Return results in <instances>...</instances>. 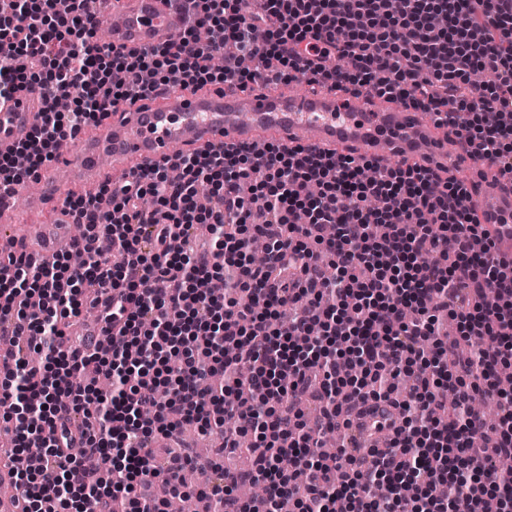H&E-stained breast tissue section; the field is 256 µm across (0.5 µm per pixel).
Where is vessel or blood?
<instances>
[{
    "label": "vessel or blood",
    "mask_w": 512,
    "mask_h": 512,
    "mask_svg": "<svg viewBox=\"0 0 512 512\" xmlns=\"http://www.w3.org/2000/svg\"><path fill=\"white\" fill-rule=\"evenodd\" d=\"M99 14L108 20V43L117 51L179 41L188 27L186 14L172 0H101ZM42 107V92L36 87L0 103V156L12 154L28 139ZM271 143L317 152L362 143L371 155L394 165L418 161L442 169L455 168L467 156L460 140L435 134L422 109H371L363 96L346 88L307 95L224 86L192 93L171 84L153 101L110 113L92 137L78 138L68 153L53 154L50 166L66 169L67 182H56L42 170L15 185L14 194L25 200L29 211L49 215L46 230L33 241L34 251L49 257L74 245L75 218L67 200L77 186L98 192L106 181L103 160L137 173L180 151ZM471 203L498 253L512 254V192L486 183L472 193ZM16 471V464H0V512H21Z\"/></svg>",
    "instance_id": "obj_1"
}]
</instances>
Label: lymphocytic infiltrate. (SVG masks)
Here are the masks:
<instances>
[{
	"label": "lymphocytic infiltrate",
	"instance_id": "lymphocytic-infiltrate-1",
	"mask_svg": "<svg viewBox=\"0 0 512 512\" xmlns=\"http://www.w3.org/2000/svg\"><path fill=\"white\" fill-rule=\"evenodd\" d=\"M181 41L123 55L94 40L97 0H0V102L31 85L44 109L0 158V200L58 141L158 87L303 80L408 103L452 126L471 155L512 179V0H180ZM206 28L199 39L197 28ZM223 68L211 66L213 54ZM183 180L171 184L170 168ZM112 206L71 198L88 261L8 254L0 280V421L12 424L22 512H166L135 496L161 479L176 494L191 457L158 469L153 440L217 425L224 445L254 437L252 481L295 512H512V256L497 253L460 180L303 147L218 145L100 190ZM211 250L195 252L199 227ZM266 261L247 263L251 235ZM129 261L116 267L113 253ZM224 279L223 293L210 289ZM98 310L112 351L72 341L65 319ZM456 324L449 339L445 320ZM105 369L110 391L83 399L79 378ZM248 386L251 405H229ZM315 390L321 419L295 402ZM493 397L487 424L470 409ZM370 419L384 444L323 432ZM98 456L89 470L74 447ZM308 477L298 490L282 458ZM220 473L210 512H256Z\"/></svg>",
	"mask_w": 512,
	"mask_h": 512
}]
</instances>
